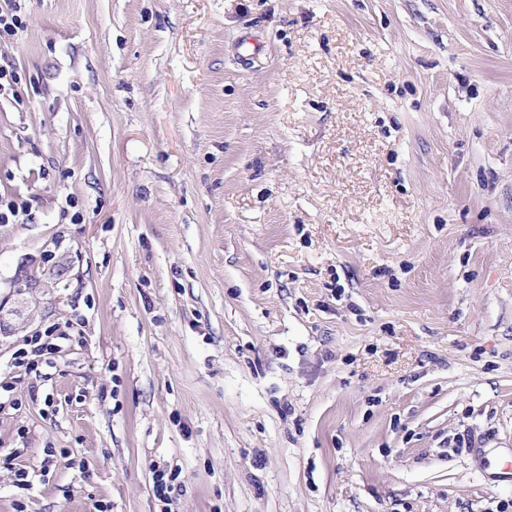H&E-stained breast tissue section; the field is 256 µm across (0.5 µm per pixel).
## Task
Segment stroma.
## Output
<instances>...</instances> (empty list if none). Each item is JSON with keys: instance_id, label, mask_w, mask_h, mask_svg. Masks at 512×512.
Listing matches in <instances>:
<instances>
[{"instance_id": "stroma-1", "label": "stroma", "mask_w": 512, "mask_h": 512, "mask_svg": "<svg viewBox=\"0 0 512 512\" xmlns=\"http://www.w3.org/2000/svg\"><path fill=\"white\" fill-rule=\"evenodd\" d=\"M25 11L0 512H512V0ZM57 339H60V335L53 336V332H46L44 336H31V338L27 339L24 343L25 346L30 347V352L25 347L18 349L14 356L15 364H26L29 370H33L38 364L28 358L29 354H34L39 357L52 354L57 347V344L54 342Z\"/></svg>"}]
</instances>
